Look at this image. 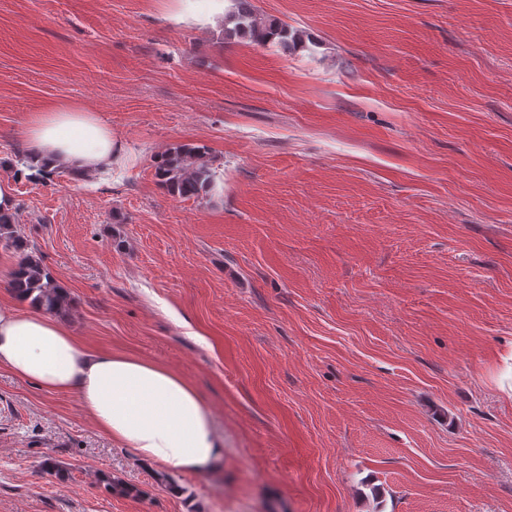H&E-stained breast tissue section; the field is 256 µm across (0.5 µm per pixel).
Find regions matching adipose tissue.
I'll list each match as a JSON object with an SVG mask.
<instances>
[{
    "mask_svg": "<svg viewBox=\"0 0 512 512\" xmlns=\"http://www.w3.org/2000/svg\"><path fill=\"white\" fill-rule=\"evenodd\" d=\"M21 140L32 166L48 171L91 174L122 152L111 127L72 104L32 115ZM0 368L45 392L76 395L96 426L142 462L202 475L224 456L210 407L180 375L148 360L89 350L39 310L0 304Z\"/></svg>",
    "mask_w": 512,
    "mask_h": 512,
    "instance_id": "1",
    "label": "adipose tissue"
}]
</instances>
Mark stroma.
<instances>
[{"mask_svg": "<svg viewBox=\"0 0 512 512\" xmlns=\"http://www.w3.org/2000/svg\"><path fill=\"white\" fill-rule=\"evenodd\" d=\"M253 3L307 49L225 38L231 0H0V176L61 320L224 440L163 484L0 368V512H512V0ZM64 102L121 140L109 175H24ZM185 143L199 199L154 176ZM205 147L179 145L154 160L158 184L171 196L199 198L213 184L212 164Z\"/></svg>", "mask_w": 512, "mask_h": 512, "instance_id": "1", "label": "stroma"}]
</instances>
